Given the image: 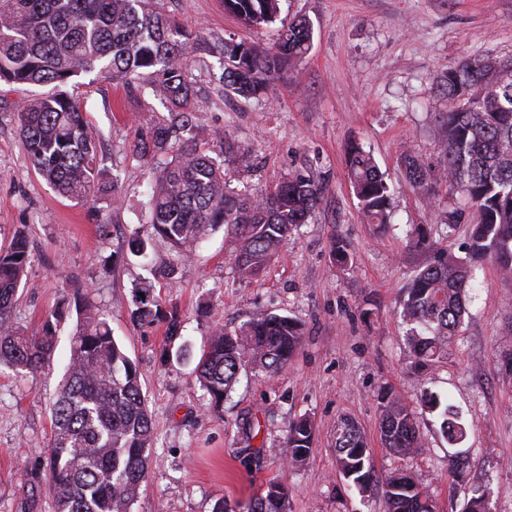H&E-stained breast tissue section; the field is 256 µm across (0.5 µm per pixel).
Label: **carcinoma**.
<instances>
[{"mask_svg": "<svg viewBox=\"0 0 512 512\" xmlns=\"http://www.w3.org/2000/svg\"><path fill=\"white\" fill-rule=\"evenodd\" d=\"M225 10L254 29L280 23L269 46L224 43V88L249 99L283 71L302 61L311 48L310 24L302 17L282 19L279 0H224ZM151 0H0V82L52 86L17 112L19 133L32 165L61 197L84 201L99 197L120 203L115 180L100 167L97 138L85 104L68 90L69 82L95 73L117 84L144 82L167 104L172 118L138 132L133 153L150 164L152 193L146 207L152 233L187 257L192 247L224 226L236 238L229 261L239 278L253 279L266 268L294 230L316 209L321 190L300 174L285 177L259 198L230 189L224 161L202 146L195 90L190 81V40ZM453 106L442 114L439 168L407 151L401 161L409 186L427 201L448 194L442 224H456L462 209L473 211L465 256L455 253L448 236L434 238L422 224L406 230L409 247L431 254L413 275L402 300L407 326L408 368L420 378L448 355L460 332L477 266L489 262L512 277V60L474 55L439 73ZM173 153L171 160L155 158ZM347 175L370 224L390 221V190L373 155L354 142L346 150ZM332 257L352 265L349 245L337 237ZM32 255L25 231L0 248V367L33 373L50 360L57 328L68 316L61 306L39 333L23 336L10 316ZM133 318L166 325L167 338L179 339L177 311H165L150 287L132 297ZM76 328L64 381L53 409L48 473L22 470L30 485L27 512L41 508L46 495L52 512H130L146 482L154 445L152 416L140 372L112 336L103 310L85 297L76 305ZM304 325L288 315L261 314L233 331L215 330L203 347L195 377L209 408L221 410L243 367L270 375L283 372L298 351ZM383 448L403 459L415 458L424 439L409 406L391 388L377 396ZM422 406L440 419L448 445L467 437L457 407L432 391ZM314 445L310 419L290 422L285 439L288 462L303 465ZM336 470L357 492L381 488L385 512H436L430 493L414 471L375 474L360 428L345 419L335 440ZM450 494L461 491V512H490V485L469 457L450 455ZM290 488L273 480L246 512H288Z\"/></svg>", "mask_w": 512, "mask_h": 512, "instance_id": "cac0c4a2", "label": "carcinoma"}]
</instances>
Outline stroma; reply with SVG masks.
Here are the masks:
<instances>
[{
    "label": "stroma",
    "instance_id": "1",
    "mask_svg": "<svg viewBox=\"0 0 512 512\" xmlns=\"http://www.w3.org/2000/svg\"><path fill=\"white\" fill-rule=\"evenodd\" d=\"M154 5L195 35L191 77L210 152L223 153L231 143L249 155L230 165L232 188L259 195L299 173L321 186L322 195L259 277L238 278L228 262L235 239L222 228L173 278H164L174 252L145 222L150 177L132 143L139 129L166 120L168 109L148 89L93 73L70 83L99 134L101 166L118 179L122 202L110 210L102 201L58 196L35 172L17 111L37 89L0 82V246L23 230L33 254L11 321L33 335L59 302L78 296L105 312L139 368L154 423L149 477L130 512H212L220 499L242 512L274 479L291 488L288 512H384L380 490L360 497L336 473L334 436L346 417L366 434L376 474L412 468L436 512H459L448 492L451 449L437 416L421 405L426 388L460 408L469 426L462 447L490 484L491 512H512V380L497 364L512 349V279L489 265L477 270L464 325L426 378L406 365L399 318L403 290L426 260L409 248L405 231L436 224L448 203L414 193L401 157L410 151L436 159L440 116L449 107L435 85L440 71L475 54L512 56V0H280L281 17L309 20L313 46L296 69L248 100L224 89V42L268 43L273 30L246 26L225 11L224 0ZM353 141L371 151L393 192L386 228L364 221L347 179L346 147ZM136 232L147 241L146 256L128 248ZM337 236L350 246L352 269L332 259ZM146 285L165 310L178 311L181 341L193 354L216 328L231 330L259 314L300 319L302 345L282 373L242 369L223 414H214L195 381L194 362L165 359V325L133 319L132 291ZM365 308L377 314L372 324L361 318ZM75 324L72 316L60 322L55 352L41 371L21 376L0 369V512H25L21 469L46 466ZM383 386L414 412L426 441L416 458L402 460L381 445L377 393ZM302 416L313 423L315 444L304 467L291 469L286 430Z\"/></svg>",
    "mask_w": 512,
    "mask_h": 512
}]
</instances>
